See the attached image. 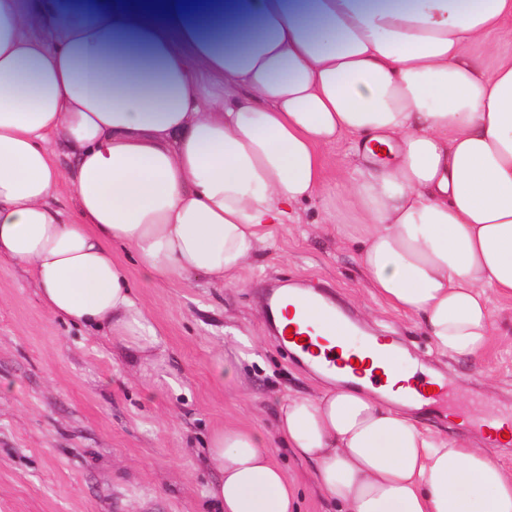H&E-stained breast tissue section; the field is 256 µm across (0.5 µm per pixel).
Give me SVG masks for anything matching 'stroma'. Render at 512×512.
Masks as SVG:
<instances>
[{"label":"stroma","instance_id":"1","mask_svg":"<svg viewBox=\"0 0 512 512\" xmlns=\"http://www.w3.org/2000/svg\"><path fill=\"white\" fill-rule=\"evenodd\" d=\"M112 257L161 332L173 382L145 388L128 349L105 329L51 316L30 274L1 260L0 512H217L207 495L218 479L212 431L240 425L274 443L281 400L323 382L275 342L267 284L324 288L352 317L373 315L397 336L418 373L447 377L462 412L512 415V302L496 301V336L479 359L438 355L417 320L368 293L359 242L337 233L320 200L299 204L231 286L155 282L130 249ZM274 458L300 512H334L310 464L281 448Z\"/></svg>","mask_w":512,"mask_h":512}]
</instances>
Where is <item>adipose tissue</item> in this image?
<instances>
[{
	"instance_id": "adipose-tissue-1",
	"label": "adipose tissue",
	"mask_w": 512,
	"mask_h": 512,
	"mask_svg": "<svg viewBox=\"0 0 512 512\" xmlns=\"http://www.w3.org/2000/svg\"><path fill=\"white\" fill-rule=\"evenodd\" d=\"M32 12L48 37L30 35ZM266 28L234 51L238 27ZM512 0H0V259L47 311L104 327L166 382L160 332L113 246L144 276L231 283L297 205L321 197L360 237L371 295L475 359L512 300ZM481 47L491 70L471 58ZM224 83L204 97L200 74ZM66 139L63 170L47 148ZM360 163L327 186L324 147ZM70 181L76 212L60 205ZM370 381L283 399L276 433L338 512H512V472L420 425L402 356ZM221 512H293L257 431L215 430Z\"/></svg>"
}]
</instances>
